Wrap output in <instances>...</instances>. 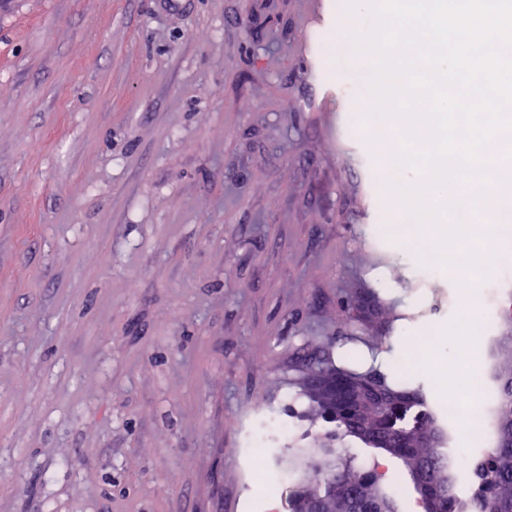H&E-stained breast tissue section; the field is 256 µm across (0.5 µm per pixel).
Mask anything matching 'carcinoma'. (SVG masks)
I'll use <instances>...</instances> for the list:
<instances>
[{
	"mask_svg": "<svg viewBox=\"0 0 512 512\" xmlns=\"http://www.w3.org/2000/svg\"><path fill=\"white\" fill-rule=\"evenodd\" d=\"M495 360L497 397L490 408L493 441L476 465L475 488L466 498L453 495V433L440 425L436 409L421 388L394 385L387 374L373 367L365 372L338 368V374L354 378L364 387L394 394L398 400H388L370 413L351 411L339 396L334 403L312 398L311 408L344 433L401 460L418 496H423L424 483L433 485L442 496L438 502L441 512H512L511 331L499 339ZM331 485L341 491L331 494ZM314 497L320 499L323 512H369L377 499L398 512L396 498L381 484L378 474L353 458L324 453L316 456L315 470L290 496L291 512H307Z\"/></svg>",
	"mask_w": 512,
	"mask_h": 512,
	"instance_id": "obj_1",
	"label": "carcinoma"
}]
</instances>
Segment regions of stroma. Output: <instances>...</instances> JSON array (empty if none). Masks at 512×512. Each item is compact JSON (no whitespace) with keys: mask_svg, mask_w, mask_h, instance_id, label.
Wrapping results in <instances>:
<instances>
[{"mask_svg":"<svg viewBox=\"0 0 512 512\" xmlns=\"http://www.w3.org/2000/svg\"><path fill=\"white\" fill-rule=\"evenodd\" d=\"M318 0H9L0 8V512H276L314 448L401 461L305 407L311 366L394 365L408 341L480 374L512 257L464 288L362 221L363 175L307 106ZM365 93L347 28L322 51ZM263 404L266 413L254 412ZM270 434L268 458L249 449ZM266 469L265 487L253 473Z\"/></svg>","mask_w":512,"mask_h":512,"instance_id":"stroma-1","label":"stroma"}]
</instances>
